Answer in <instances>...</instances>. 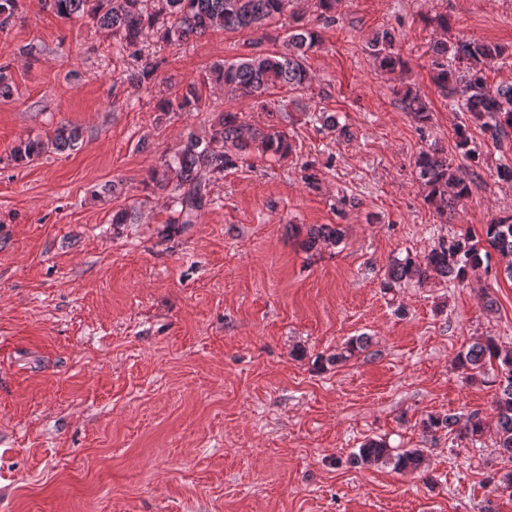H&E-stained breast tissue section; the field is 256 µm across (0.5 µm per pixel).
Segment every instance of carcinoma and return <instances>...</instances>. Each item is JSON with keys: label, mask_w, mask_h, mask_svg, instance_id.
Listing matches in <instances>:
<instances>
[{"label": "carcinoma", "mask_w": 512, "mask_h": 512, "mask_svg": "<svg viewBox=\"0 0 512 512\" xmlns=\"http://www.w3.org/2000/svg\"><path fill=\"white\" fill-rule=\"evenodd\" d=\"M302 0H45V4L58 16L80 18L90 14L100 29L119 36L113 49L115 55L128 54L135 65L126 74V80L140 86L156 75L159 62L141 48L143 37L156 30L167 42H183L200 37L208 31L259 28L277 16L284 15L288 6ZM19 0H0V31L6 30L18 15ZM320 41L314 28L297 25L284 37L282 48L272 52L257 50L234 62L217 63L211 77L224 84L233 94L250 98L262 111H270V91L288 87H305L313 80L305 56ZM394 37L383 32L370 40L374 66L393 73L404 67L401 57L394 51ZM433 82L444 94L463 88L466 94L465 111L480 123L483 132L496 144L512 137V83H487L485 70L500 59L505 49L495 43L469 40L456 46V54L466 61L461 70L448 69L445 58L448 42L438 39L432 47ZM201 95L196 85L190 84L181 93L164 100L163 112H182L196 107ZM404 110L418 120L429 119L430 107L418 92L408 88L401 98ZM81 139L80 129L62 125L54 131L50 144L41 140H22L12 150L13 161L22 163L51 147L62 153L73 150ZM209 143L189 134L186 144L173 159L163 162L162 175L154 177L159 187L176 180V194L170 206L174 216L166 224L163 236L170 235L177 226L197 223L200 213L211 202V175L237 165V160L258 149L272 156L288 154V132L271 127H260L241 120L238 113L226 111L210 126ZM229 143L236 150L231 156L211 147L213 143ZM417 180L425 186L426 203L442 218L455 210L458 202L469 196L470 180L467 172L453 164L439 149L419 153L414 164ZM345 237V227L322 224L311 228L304 240V248L312 251L318 244H339ZM487 244L501 257L512 258V216L485 225ZM482 247L465 235L440 237L427 255L418 259L411 255L397 257L391 262L383 288L390 290L401 285L423 284L431 277L463 281L483 265ZM367 341L362 336L348 340L335 354L320 359L321 366L339 365L364 349ZM459 367L466 370L494 367L499 392L495 400L496 450L512 462V349L504 350L488 337L472 344L456 356ZM425 433L433 435L440 430L457 433V437L479 440L485 433L486 423L479 413L468 415L464 423L448 414L429 415L421 421ZM353 463L359 466H390L396 471H417L424 468L425 455L421 448L400 451L392 448L383 438H370L353 453Z\"/></svg>", "instance_id": "obj_1"}]
</instances>
